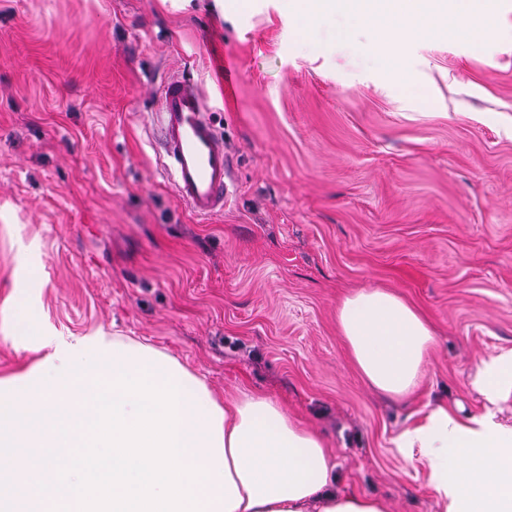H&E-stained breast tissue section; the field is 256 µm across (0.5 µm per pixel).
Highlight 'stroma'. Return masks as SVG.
I'll use <instances>...</instances> for the list:
<instances>
[{
	"label": "stroma",
	"mask_w": 512,
	"mask_h": 512,
	"mask_svg": "<svg viewBox=\"0 0 512 512\" xmlns=\"http://www.w3.org/2000/svg\"><path fill=\"white\" fill-rule=\"evenodd\" d=\"M0 0V376L32 359L5 300L38 283L45 325L159 348L219 399L248 391L320 432L336 487L439 512L392 440L435 406L495 413L471 382L512 350V0L468 42L405 44L291 0ZM349 30L339 40L341 30ZM201 88L232 161L221 214L180 204L158 146L164 83ZM387 288L431 322L420 388H371L336 326Z\"/></svg>",
	"instance_id": "obj_1"
}]
</instances>
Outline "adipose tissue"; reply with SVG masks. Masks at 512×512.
Returning <instances> with one entry per match:
<instances>
[{
    "instance_id": "ef3b65f1",
    "label": "adipose tissue",
    "mask_w": 512,
    "mask_h": 512,
    "mask_svg": "<svg viewBox=\"0 0 512 512\" xmlns=\"http://www.w3.org/2000/svg\"><path fill=\"white\" fill-rule=\"evenodd\" d=\"M317 13H341L377 36L379 63L398 67L403 44L438 27L449 36L472 35L467 21L479 18L477 0H306L296 25L313 28ZM8 337L34 361L0 377V496L37 499L54 495L55 470L39 459L45 449H72L89 437L96 374L118 377L120 369L154 370L180 388L178 427L186 444L181 461L206 466L209 480L195 485L206 512H389L384 501L337 490L335 465L320 433L297 424L275 399L245 392L222 401L174 357L141 342L101 333L69 340L44 326L30 288L16 289ZM339 334L365 381L404 398L419 386L435 344L430 324L395 292L363 288L345 295L336 310ZM488 399L512 394V352L485 361L474 379ZM393 445L419 457L444 512H512V428L493 414L462 423L445 408L404 429Z\"/></svg>"
}]
</instances>
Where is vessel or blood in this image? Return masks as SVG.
Here are the masks:
<instances>
[{
	"instance_id": "vessel-or-blood-1",
	"label": "vessel or blood",
	"mask_w": 512,
	"mask_h": 512,
	"mask_svg": "<svg viewBox=\"0 0 512 512\" xmlns=\"http://www.w3.org/2000/svg\"><path fill=\"white\" fill-rule=\"evenodd\" d=\"M161 150L176 199L194 215L223 211L231 176L229 153L206 111L200 88L170 79L160 94Z\"/></svg>"
}]
</instances>
